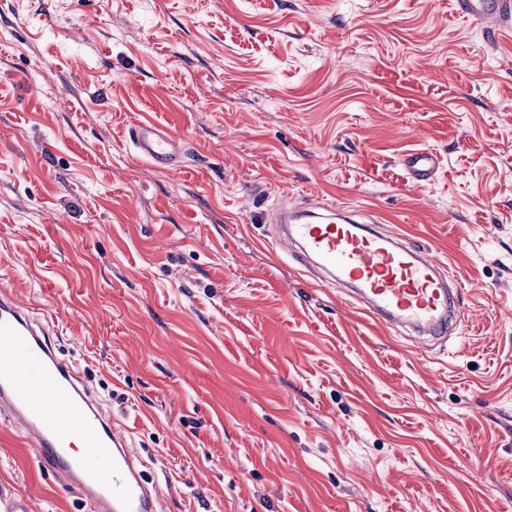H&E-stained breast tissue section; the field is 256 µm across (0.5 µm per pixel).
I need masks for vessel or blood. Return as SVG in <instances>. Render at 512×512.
I'll use <instances>...</instances> for the list:
<instances>
[{
  "label": "vessel or blood",
  "mask_w": 512,
  "mask_h": 512,
  "mask_svg": "<svg viewBox=\"0 0 512 512\" xmlns=\"http://www.w3.org/2000/svg\"><path fill=\"white\" fill-rule=\"evenodd\" d=\"M455 5L492 27L512 26V0H456ZM130 141L155 168L183 165V140L155 123H135ZM404 165L412 181L422 182L436 173L439 160L421 150L408 155ZM281 221L283 243L327 271L328 287H353L367 313L388 329L444 336L461 320L440 273L442 264L433 255L398 243L393 234L366 231L353 218L312 222L305 214L286 212ZM50 336L48 320L0 291V409L23 426L40 464L65 486L78 489L99 512H158L127 431L113 423L79 369L58 357ZM66 430L86 436L90 453L111 461L109 479H99L85 458L67 453Z\"/></svg>",
  "instance_id": "vessel-or-blood-1"
}]
</instances>
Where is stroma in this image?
<instances>
[{"label":"stroma","mask_w":512,"mask_h":512,"mask_svg":"<svg viewBox=\"0 0 512 512\" xmlns=\"http://www.w3.org/2000/svg\"><path fill=\"white\" fill-rule=\"evenodd\" d=\"M142 120L181 169L137 156ZM308 198L446 263L458 333L320 287L272 221ZM3 288L161 512H512V30L454 0H0ZM2 492L95 512L0 414ZM130 141L138 156L157 169L178 170L183 166L185 143L155 123H135L130 130ZM404 166L412 181L422 182L429 180L439 168L438 156L432 152L416 151L404 159Z\"/></svg>","instance_id":"35a3bbf8"}]
</instances>
